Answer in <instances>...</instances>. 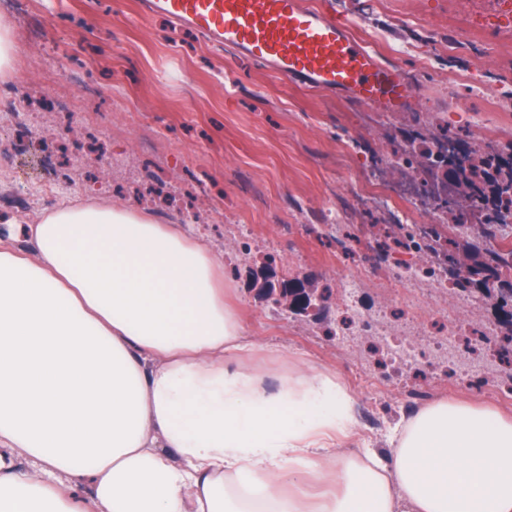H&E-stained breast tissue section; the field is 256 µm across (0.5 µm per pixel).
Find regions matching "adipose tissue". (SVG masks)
Here are the masks:
<instances>
[{"label":"adipose tissue","mask_w":512,"mask_h":512,"mask_svg":"<svg viewBox=\"0 0 512 512\" xmlns=\"http://www.w3.org/2000/svg\"><path fill=\"white\" fill-rule=\"evenodd\" d=\"M0 240V512H512V418L435 401L387 455L334 372L268 387L218 257L90 199ZM315 483L317 495L301 492Z\"/></svg>","instance_id":"1"}]
</instances>
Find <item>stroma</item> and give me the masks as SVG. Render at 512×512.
Returning a JSON list of instances; mask_svg holds the SVG:
<instances>
[{
	"instance_id": "obj_1",
	"label": "stroma",
	"mask_w": 512,
	"mask_h": 512,
	"mask_svg": "<svg viewBox=\"0 0 512 512\" xmlns=\"http://www.w3.org/2000/svg\"><path fill=\"white\" fill-rule=\"evenodd\" d=\"M345 17L353 34L382 61L411 74L420 96L407 112H377L347 99L290 86L266 67L213 46L196 33L176 31L145 15L141 0H23L8 16L14 37L26 26L43 30V48L16 56L43 95L75 101L90 126L68 123L58 112H35L34 134L68 155L63 192H43L36 171L21 163L0 166L15 191L36 211L83 193L137 208L141 193L162 185L175 199L155 210L159 224L193 228L236 275L235 304L269 377L288 364L328 369L355 399L356 432L341 449L389 448L393 429L414 409L404 393L429 390L436 400L487 404L512 416V397L484 395L465 374L482 365L488 378L503 375L497 358L461 345L454 361L423 356L417 369L396 378L378 354L381 339L363 322L384 313L388 332L441 336L448 296L426 282L392 286L389 276L362 271L367 240L386 235L379 214L358 196L380 191L386 159L397 155L405 133L455 135L470 145L494 136L512 142V9L501 0H309ZM460 47L449 50V37ZM73 58L101 93L86 97L59 78V62ZM347 214L325 231L333 208ZM276 257L272 266L264 254ZM357 275L350 311L340 310L342 281ZM297 278L321 297L322 309L295 314L275 306L267 285ZM349 336L337 346L340 336ZM376 382L368 390L365 379ZM375 408L381 430L364 411Z\"/></svg>"
}]
</instances>
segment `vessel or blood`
<instances>
[{"label":"vessel or blood","instance_id":"1","mask_svg":"<svg viewBox=\"0 0 512 512\" xmlns=\"http://www.w3.org/2000/svg\"><path fill=\"white\" fill-rule=\"evenodd\" d=\"M146 10L178 29L238 52L283 81L350 98L380 112L417 102L403 68L386 63L345 20L306 0H144Z\"/></svg>","mask_w":512,"mask_h":512}]
</instances>
